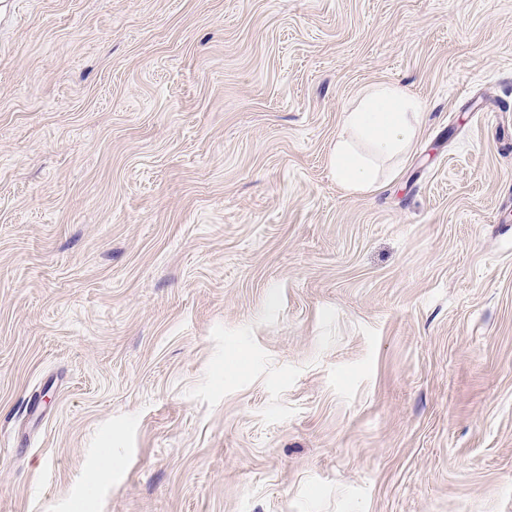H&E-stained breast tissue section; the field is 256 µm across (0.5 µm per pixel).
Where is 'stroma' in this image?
Segmentation results:
<instances>
[{
  "instance_id": "1",
  "label": "stroma",
  "mask_w": 512,
  "mask_h": 512,
  "mask_svg": "<svg viewBox=\"0 0 512 512\" xmlns=\"http://www.w3.org/2000/svg\"><path fill=\"white\" fill-rule=\"evenodd\" d=\"M0 512H512V0L0 12ZM421 105L396 85L375 83L362 88L356 105L345 111L343 123L369 153L352 141L339 139L329 154L336 180L347 191H370L377 182L369 155L392 157L409 149L421 115Z\"/></svg>"
}]
</instances>
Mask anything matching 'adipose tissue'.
I'll return each instance as SVG.
<instances>
[{"mask_svg":"<svg viewBox=\"0 0 512 512\" xmlns=\"http://www.w3.org/2000/svg\"><path fill=\"white\" fill-rule=\"evenodd\" d=\"M420 115L419 102L398 86L375 83L362 88L343 119L353 137L337 140L329 154L339 184L353 193L370 191L377 181L372 157L407 152Z\"/></svg>","mask_w":512,"mask_h":512,"instance_id":"adipose-tissue-1","label":"adipose tissue"}]
</instances>
